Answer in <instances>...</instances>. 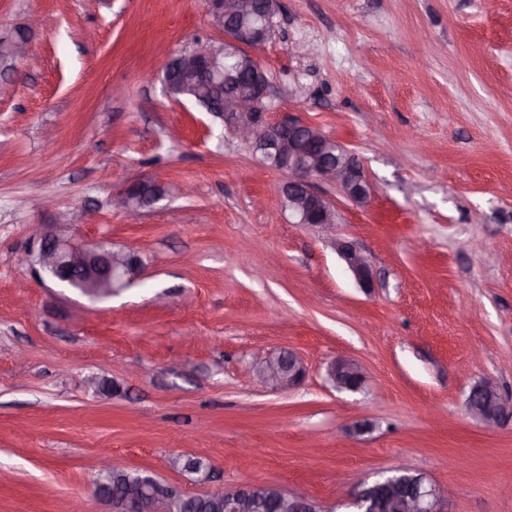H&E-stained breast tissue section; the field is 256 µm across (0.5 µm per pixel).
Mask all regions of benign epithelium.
Listing matches in <instances>:
<instances>
[{"instance_id": "1", "label": "benign epithelium", "mask_w": 512, "mask_h": 512, "mask_svg": "<svg viewBox=\"0 0 512 512\" xmlns=\"http://www.w3.org/2000/svg\"><path fill=\"white\" fill-rule=\"evenodd\" d=\"M278 0H207L210 25L224 34L219 44L198 43L167 58L163 83L175 101L189 99L196 83L210 81L226 87L217 109L224 111L225 128L251 144L262 155L266 168L284 174L280 193L300 224H311L331 233L335 228V209L317 183L325 181L340 187L353 200L364 199L369 186L360 166L344 147L316 126L285 115L269 120L264 101L270 94V80L251 51L270 39ZM0 51L16 59H29L27 36L9 40ZM176 187L157 179H140L113 188L112 208L140 211L151 207ZM35 247L21 257L37 276L63 284L80 276L82 293L94 299L112 295L117 287L132 284L140 260L131 248L112 251L94 248L73 234L72 220L65 224H44L34 233ZM333 247L353 274L358 285L374 287L369 258L356 245L341 238ZM306 369L292 350H281L268 357L260 370L262 381L275 390L298 386ZM327 377L338 389L355 391L365 376L358 364L338 359L327 368ZM472 391L483 395L479 403L466 399V408L487 426L512 421V400L503 396L489 381ZM114 466L102 462L99 474L105 480L95 485L97 497L112 505V512H186L190 496L171 485L141 472L135 479L112 487ZM181 469L195 475V482L207 485L216 478L215 468L202 459L187 461ZM223 506L224 512H262L267 501H274L279 512H325L307 497L291 495L270 484H243L233 490L222 487L202 495ZM447 492L430 482L418 469L400 465L381 480L364 486L353 500L357 512H447Z\"/></svg>"}]
</instances>
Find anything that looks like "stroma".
Segmentation results:
<instances>
[{"label": "stroma", "instance_id": "obj_1", "mask_svg": "<svg viewBox=\"0 0 512 512\" xmlns=\"http://www.w3.org/2000/svg\"><path fill=\"white\" fill-rule=\"evenodd\" d=\"M23 31L38 66L0 71V512H110L102 456L195 495L171 464L193 456L225 488L273 483L326 512L403 461L452 488L448 512H512V423L465 406L482 381L512 396V0H280L255 52L265 110L361 165L364 200L320 189L371 259L369 293L297 223L281 173L167 97L168 54L221 39L206 0H0V37ZM147 177L194 193L112 209ZM75 212L82 239L141 259L110 298L18 263L35 225ZM282 349L306 368L284 392L257 376ZM339 357L361 390L329 381ZM327 377L340 390L355 391L365 381V376L358 364L346 359H338L331 362L327 368Z\"/></svg>", "mask_w": 512, "mask_h": 512}]
</instances>
